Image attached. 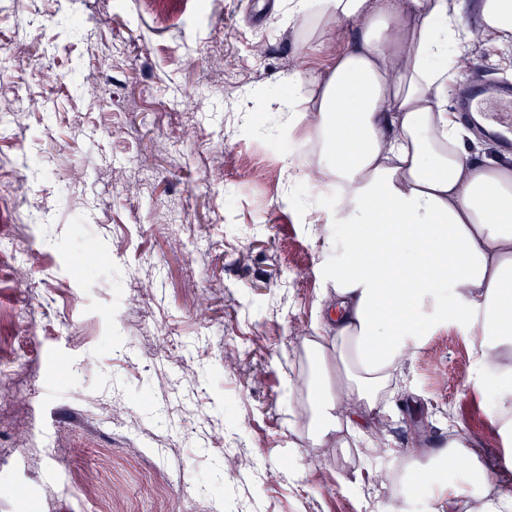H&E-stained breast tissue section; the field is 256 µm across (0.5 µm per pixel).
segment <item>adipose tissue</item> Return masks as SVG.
Instances as JSON below:
<instances>
[{
    "label": "adipose tissue",
    "mask_w": 512,
    "mask_h": 512,
    "mask_svg": "<svg viewBox=\"0 0 512 512\" xmlns=\"http://www.w3.org/2000/svg\"><path fill=\"white\" fill-rule=\"evenodd\" d=\"M512 43V0H288V24L324 27L330 60L297 66L281 111L300 132L317 188L347 201L323 225L322 290L307 361L302 428L311 447H347L365 413L389 408L409 351L456 321L476 337L478 385L512 434V165L472 159L448 110L451 72L473 33ZM358 33L343 39L344 23ZM464 434L402 458L409 493L433 512H512V487L489 479Z\"/></svg>",
    "instance_id": "ef3b65f1"
}]
</instances>
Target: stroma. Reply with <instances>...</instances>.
I'll list each match as a JSON object with an SVG mask.
<instances>
[{"label": "stroma", "mask_w": 512, "mask_h": 512, "mask_svg": "<svg viewBox=\"0 0 512 512\" xmlns=\"http://www.w3.org/2000/svg\"><path fill=\"white\" fill-rule=\"evenodd\" d=\"M287 0H0V40L29 45L21 122L0 133V235L38 250L28 299L0 278V344L20 356L0 383V512H379L413 436L449 428L512 482V454L476 388L473 336L451 325L404 368L370 447L325 453L301 432L303 370L321 293L317 237L336 199L306 174L280 179L289 136L280 85L316 45L290 30ZM94 55L96 94L75 90L63 45ZM448 108L483 81L512 86V46L482 38ZM142 167V189L112 182ZM33 181L19 200V177ZM174 213L178 237L156 228ZM101 261L78 275L77 254ZM123 399L130 418L113 424ZM369 467L371 482L355 484Z\"/></svg>", "instance_id": "35a3bbf8"}]
</instances>
